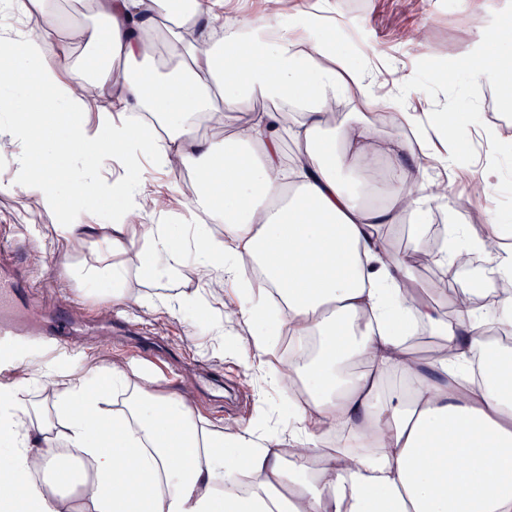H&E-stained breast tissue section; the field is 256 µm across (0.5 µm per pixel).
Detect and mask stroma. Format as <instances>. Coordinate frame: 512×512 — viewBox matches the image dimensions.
<instances>
[{"instance_id":"35a3bbf8","label":"stroma","mask_w":512,"mask_h":512,"mask_svg":"<svg viewBox=\"0 0 512 512\" xmlns=\"http://www.w3.org/2000/svg\"><path fill=\"white\" fill-rule=\"evenodd\" d=\"M336 19V47L353 63L366 65L384 61L378 75L384 90L408 82L417 94L405 105L421 112L444 107L467 113L460 132L462 150L455 164H433L430 176L446 178L451 187L449 206H436L435 217H452L455 223L470 225L472 233L484 235L486 228L479 211L497 215L512 228V153L496 157L497 173L483 197L467 192L471 171L480 169L489 148L476 134L479 126L493 123L512 140V117L489 106L486 95L493 92L492 79L473 82L460 62L480 50L483 38L477 32L479 14L470 0H329ZM426 32L424 44L411 41L410 31ZM138 176L147 193L166 195L170 204L161 213L147 214L148 224L182 223L186 201L185 181L191 170L164 173L141 160ZM60 215H50L32 206L24 193H0V226L14 228V242L23 250L28 275L44 283L50 299L76 304V329L85 349L80 357L41 356L38 349L24 347L17 366L39 363L43 373L56 374L127 361L156 376L165 389L186 390L204 423L232 432L239 422L262 428H283L289 423L282 393L264 384L257 375L247 374L237 349L248 344L252 326L240 320L229 324L231 334L224 341L210 334V311L194 308L192 313L169 315L148 307H116L103 291L91 290L79 272L96 263L86 247L52 235L50 227Z\"/></svg>"}]
</instances>
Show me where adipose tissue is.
<instances>
[{
    "label": "adipose tissue",
    "mask_w": 512,
    "mask_h": 512,
    "mask_svg": "<svg viewBox=\"0 0 512 512\" xmlns=\"http://www.w3.org/2000/svg\"><path fill=\"white\" fill-rule=\"evenodd\" d=\"M190 3L180 16L162 0H87L105 25L75 28L51 0H10L31 23L0 40V88L26 89L13 133L0 138L1 155H19L17 180L0 193L20 188L45 212L68 210L53 233L115 255L86 278L111 282L116 306L172 312L183 302L130 288L121 260L130 252L146 281L179 275L189 250L200 282L239 283L259 271L281 297L290 334L316 342L268 374L274 387L303 383L301 406L285 430L227 433L199 428L186 391L158 389L130 362L54 376L53 410L36 416L21 391L1 384L0 456L10 477L55 473L74 450L94 481L80 505L76 492L34 485L21 498L0 494V512H512V347L491 334L512 329V248L488 212L487 236L450 228L451 247L432 262L466 268L479 254L484 267L449 318L413 275L421 235L399 253L381 232L409 217L425 223L430 203L447 199V180L428 175L424 146L438 138L456 159L462 117L397 110L412 92L404 83L379 97L376 71L337 51L326 7L304 11L298 32L280 33L272 22L284 0H265L264 15L244 20L235 38L224 34L225 0ZM67 32L88 50L82 63L48 57L51 38ZM487 46L469 72L500 76L499 106L511 111L512 24L491 30ZM99 95L114 108L92 123ZM259 97L281 106L255 111ZM338 105L355 118L337 129ZM378 105L394 111L391 135L357 115ZM229 112L249 119L226 137L200 135V123L223 126ZM85 143L99 159L122 160L123 174L71 176L59 161ZM142 156L195 173L184 224L133 223L145 207L166 204L145 197L134 173ZM95 194L122 200L119 223H83ZM201 207L223 218V236L196 223ZM490 286L497 306L488 312L475 297ZM418 327L440 336L436 355L410 351L406 338ZM240 469L244 491L224 480Z\"/></svg>",
    "instance_id": "adipose-tissue-1"
}]
</instances>
